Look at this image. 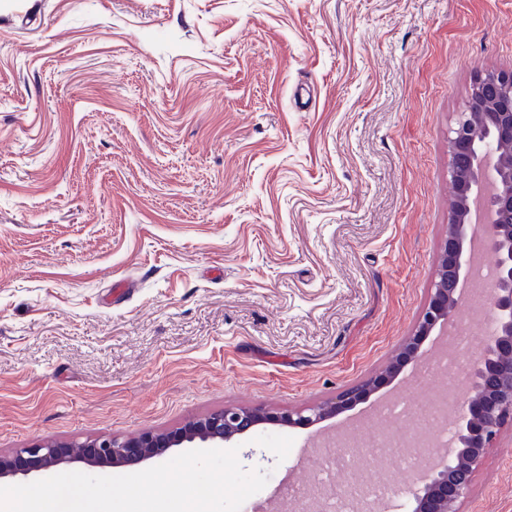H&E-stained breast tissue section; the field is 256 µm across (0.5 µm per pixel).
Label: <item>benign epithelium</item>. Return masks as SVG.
Returning <instances> with one entry per match:
<instances>
[{"instance_id":"benign-epithelium-1","label":"benign epithelium","mask_w":512,"mask_h":512,"mask_svg":"<svg viewBox=\"0 0 512 512\" xmlns=\"http://www.w3.org/2000/svg\"><path fill=\"white\" fill-rule=\"evenodd\" d=\"M448 151L456 206L448 214L434 288L387 371L349 387L331 402L304 409L271 414L226 408L171 432L99 438L78 451L69 444L37 440L0 454V479L76 462L91 467L131 464L161 458L185 443L222 448L224 442L265 421L312 426L366 399L389 375L417 361L426 338L447 332L463 301L460 284L475 273L472 256L479 248L496 257L491 289L495 328L464 384V412L452 417L453 446L421 475L411 509L459 512L460 500L487 450L512 423V71L476 79L466 111L458 113Z\"/></svg>"}]
</instances>
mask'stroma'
Listing matches in <instances>:
<instances>
[{"label":"stroma","instance_id":"stroma-1","mask_svg":"<svg viewBox=\"0 0 512 512\" xmlns=\"http://www.w3.org/2000/svg\"><path fill=\"white\" fill-rule=\"evenodd\" d=\"M512 0H0V454L304 408L382 371L448 230V136ZM455 321L477 359L492 313ZM445 339L356 406L230 440L265 499L322 439L437 404ZM416 412L409 432L435 420ZM394 492L404 462L343 460ZM459 512H512V426Z\"/></svg>","mask_w":512,"mask_h":512}]
</instances>
